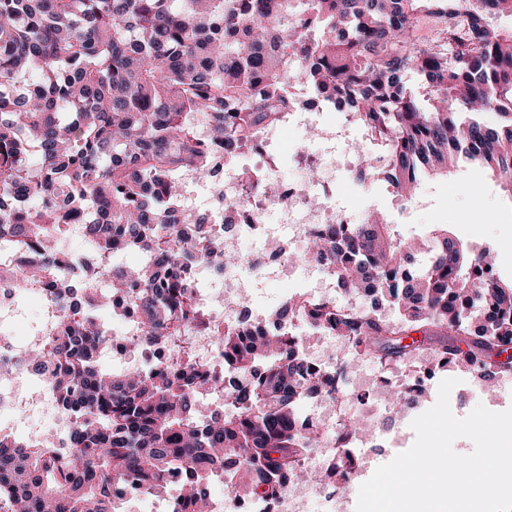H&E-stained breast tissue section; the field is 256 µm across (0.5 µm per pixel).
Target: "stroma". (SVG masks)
Returning <instances> with one entry per match:
<instances>
[{
	"label": "stroma",
	"instance_id": "1",
	"mask_svg": "<svg viewBox=\"0 0 512 512\" xmlns=\"http://www.w3.org/2000/svg\"><path fill=\"white\" fill-rule=\"evenodd\" d=\"M336 200L344 211L355 215L368 209L383 212L395 235L405 241L430 244L433 229L447 225L450 237L464 245L488 249L496 254V271L506 281L512 280V252L501 249L504 238L512 237V196L503 191L491 169L478 162H459L449 176L422 177L414 199L403 203L390 182L376 176L358 182L354 170L343 168L337 173ZM47 314L45 300L34 291L23 292L19 310L5 326L16 342H25L37 331ZM334 362L342 387L330 413L335 423L350 414L369 412L376 423L371 440L364 447L351 448L357 461L358 477L352 480L345 499L346 512H356L358 490L375 469L414 442L411 423L415 417L437 401L442 379L454 378L458 384L450 395V406L457 417L467 416L476 406L493 412L512 407V375L494 381H482L476 374L459 367L436 368L421 392L406 408L391 410L386 395L376 392V382L406 387L412 384L415 361L382 365L364 362L365 377L349 380L354 356L348 346L336 347Z\"/></svg>",
	"mask_w": 512,
	"mask_h": 512
}]
</instances>
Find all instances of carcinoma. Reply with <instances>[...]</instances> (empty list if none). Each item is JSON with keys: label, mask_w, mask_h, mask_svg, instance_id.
<instances>
[{"label": "carcinoma", "mask_w": 512, "mask_h": 512, "mask_svg": "<svg viewBox=\"0 0 512 512\" xmlns=\"http://www.w3.org/2000/svg\"><path fill=\"white\" fill-rule=\"evenodd\" d=\"M509 13L512 0H0V244L18 259L12 286L49 300L52 328L25 369L70 427L65 464L53 434L0 429V512H119L124 488L157 496L174 474L184 512H201L224 472L237 495L275 494L319 442L303 401L337 393L284 328L294 320L364 358L398 363L424 344L485 381L511 375L512 281L446 228L424 257L384 218L326 224L296 261L321 259L343 303L290 300L264 334L244 300L230 321L211 316L191 294L196 269L217 280L246 259L218 239L199 250L207 217L184 207L181 182L211 178L294 110L284 88L297 83L384 143L383 159L358 150V179L384 164L409 202L418 167L446 176L463 153L512 194V30L491 25ZM73 232L95 265L62 250ZM125 250L145 261L116 265ZM104 304L171 357L180 337L213 336L218 362L102 372ZM208 397L223 410L198 414Z\"/></svg>", "instance_id": "1"}]
</instances>
